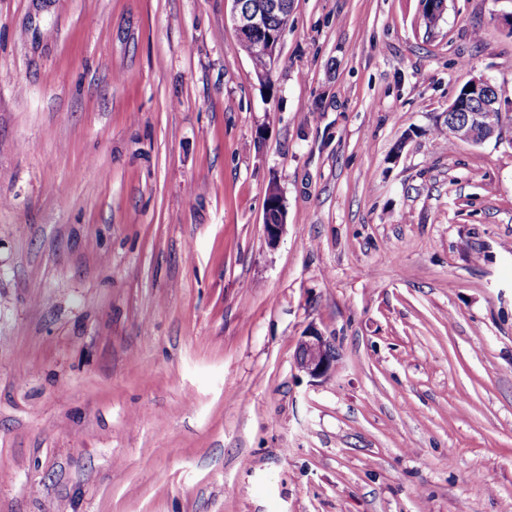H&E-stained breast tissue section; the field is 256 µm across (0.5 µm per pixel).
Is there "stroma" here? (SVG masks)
I'll list each match as a JSON object with an SVG mask.
<instances>
[{
    "mask_svg": "<svg viewBox=\"0 0 512 512\" xmlns=\"http://www.w3.org/2000/svg\"><path fill=\"white\" fill-rule=\"evenodd\" d=\"M422 8L0 0V512H512V33ZM238 1H225L226 3L230 2L229 19L237 37L240 38L237 39L236 48L250 60L255 72L261 70L256 74L260 80L265 81L271 77L276 65L278 50L287 24L275 35L265 26L267 15L265 9L242 10ZM248 37L261 38L265 41L267 43V55L260 39H243ZM472 87V91L467 92V89ZM478 99L481 101V107L473 110L469 105L471 104L470 99ZM511 102L505 103L502 101L499 91L495 84L486 77L473 78L465 85H463V92L458 95L456 99L448 108V121H446L445 129L443 127H436L435 132L438 135H447L458 139L454 133L456 125H460L461 116L454 112H467L466 125L464 135L462 138L464 141L471 144H482L491 136H494L498 132V125L500 131L505 133L512 132V108L503 109L505 106H509ZM499 111V112H497ZM505 112V113H503ZM510 112V113H509ZM500 113H503L499 115ZM498 117V125L496 118ZM264 210L266 215H268L272 210H275L278 215L277 224L272 222L266 223V218L264 219L263 224L267 242L270 247H274L280 241L286 226V210L277 188L271 187L268 190ZM295 364L313 380H325L335 370L336 348L320 331L311 330L298 343Z\"/></svg>",
    "mask_w": 512,
    "mask_h": 512,
    "instance_id": "1",
    "label": "stroma"
}]
</instances>
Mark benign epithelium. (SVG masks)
Wrapping results in <instances>:
<instances>
[{"label": "benign epithelium", "mask_w": 512, "mask_h": 512, "mask_svg": "<svg viewBox=\"0 0 512 512\" xmlns=\"http://www.w3.org/2000/svg\"><path fill=\"white\" fill-rule=\"evenodd\" d=\"M230 2L229 19L240 39L260 38L267 43V66L257 72L260 80L271 77L278 59L283 33L273 34L265 26L267 11L243 10L238 0ZM460 93L448 107L450 112L467 113L463 139L471 144H482L498 132L496 118L499 110L507 106L502 101L495 84L486 77L473 78L463 85ZM265 212L276 211L277 223L264 224L266 239L269 246L274 247L280 241L286 226V210L277 188L268 190L265 199ZM295 364L299 371L314 380H325L335 370L336 348L320 331L311 330L302 336L295 354Z\"/></svg>", "instance_id": "obj_1"}]
</instances>
